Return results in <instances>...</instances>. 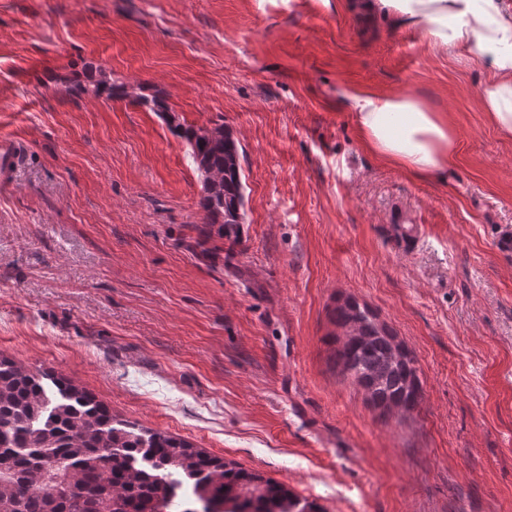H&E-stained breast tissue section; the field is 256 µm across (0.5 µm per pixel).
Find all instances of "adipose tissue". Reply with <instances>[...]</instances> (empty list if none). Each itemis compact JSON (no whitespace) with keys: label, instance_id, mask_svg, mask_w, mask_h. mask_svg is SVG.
Here are the masks:
<instances>
[{"label":"adipose tissue","instance_id":"1","mask_svg":"<svg viewBox=\"0 0 512 512\" xmlns=\"http://www.w3.org/2000/svg\"><path fill=\"white\" fill-rule=\"evenodd\" d=\"M350 9L413 27L436 49L488 59L481 90L490 121L512 137V0H351ZM361 145L410 175H446L457 158L448 116L407 95L370 87L344 90Z\"/></svg>","mask_w":512,"mask_h":512}]
</instances>
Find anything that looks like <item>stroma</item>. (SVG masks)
Listing matches in <instances>:
<instances>
[{
	"label": "stroma",
	"instance_id": "stroma-1",
	"mask_svg": "<svg viewBox=\"0 0 512 512\" xmlns=\"http://www.w3.org/2000/svg\"><path fill=\"white\" fill-rule=\"evenodd\" d=\"M95 70L232 128L238 243L204 237L189 147L158 113L57 81ZM490 73L321 0H0V138L22 140L0 356L326 512H512V138L482 108ZM356 85L447 113L445 180L361 147ZM348 296L416 357V409L335 370Z\"/></svg>",
	"mask_w": 512,
	"mask_h": 512
}]
</instances>
